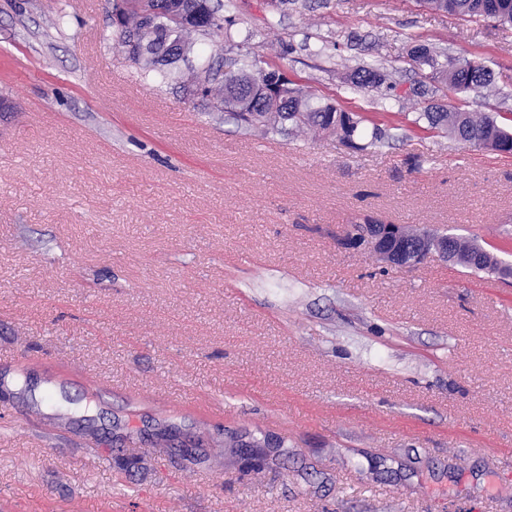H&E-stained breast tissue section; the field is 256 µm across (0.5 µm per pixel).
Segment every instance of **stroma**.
<instances>
[{"instance_id": "1", "label": "stroma", "mask_w": 512, "mask_h": 512, "mask_svg": "<svg viewBox=\"0 0 512 512\" xmlns=\"http://www.w3.org/2000/svg\"><path fill=\"white\" fill-rule=\"evenodd\" d=\"M109 10L0 0V512H512V283L336 243L372 216L512 264V155L341 80L378 63L406 86L426 44L512 90V28L419 0H234L253 37L230 55L393 126L358 151L144 84L102 39Z\"/></svg>"}]
</instances>
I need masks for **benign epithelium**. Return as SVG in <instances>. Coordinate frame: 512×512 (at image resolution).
Here are the masks:
<instances>
[{"label": "benign epithelium", "instance_id": "1", "mask_svg": "<svg viewBox=\"0 0 512 512\" xmlns=\"http://www.w3.org/2000/svg\"><path fill=\"white\" fill-rule=\"evenodd\" d=\"M288 80L280 79L260 88L258 95L274 103L284 97ZM338 245L345 250H364L380 263L390 267L414 266L435 254L446 260L453 254L456 237L447 234L431 235L405 224H387L378 219L363 222L354 233L336 235Z\"/></svg>", "mask_w": 512, "mask_h": 512}]
</instances>
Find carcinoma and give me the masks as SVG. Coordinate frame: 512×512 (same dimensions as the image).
Instances as JSON below:
<instances>
[{
	"label": "carcinoma",
	"instance_id": "1",
	"mask_svg": "<svg viewBox=\"0 0 512 512\" xmlns=\"http://www.w3.org/2000/svg\"><path fill=\"white\" fill-rule=\"evenodd\" d=\"M128 8L122 13L121 24H111L112 48L125 54L135 68L153 82L179 85L185 96L196 98V80H214L213 74L223 69V77L210 89L212 106L223 105L231 111L232 101L251 93V83L266 76L272 78L280 69L261 66L259 56L229 57L224 43L233 41L230 31L224 30L221 10L233 6L214 4L212 0H177L182 20L169 16L168 0H126ZM436 11L468 18L494 19L512 26V0H419ZM211 12L212 20L199 26L194 15ZM209 40L207 49L196 53V62L183 70L170 57L160 62L155 57L165 51L172 41H179L194 51L196 37ZM443 53L426 45H416L409 57L412 64L427 67L431 75L440 77L454 93H474L485 96L499 92L493 70L481 62L469 60H441ZM392 72L384 66L360 65L347 73V80L360 88H393ZM233 112V111H231ZM237 122L259 137L283 135L306 137L326 134L342 144L363 150L390 138L389 128L360 114L349 113L328 99H322L309 90L292 86L288 89V104L272 107L257 100L246 112H233ZM438 130L466 144L492 151H504L512 145V128H506L488 114H478L459 108L436 110L429 106L416 116L414 123ZM499 261H490L484 246L474 239H466L456 257V265L473 273L494 274Z\"/></svg>",
	"mask_w": 512,
	"mask_h": 512
}]
</instances>
